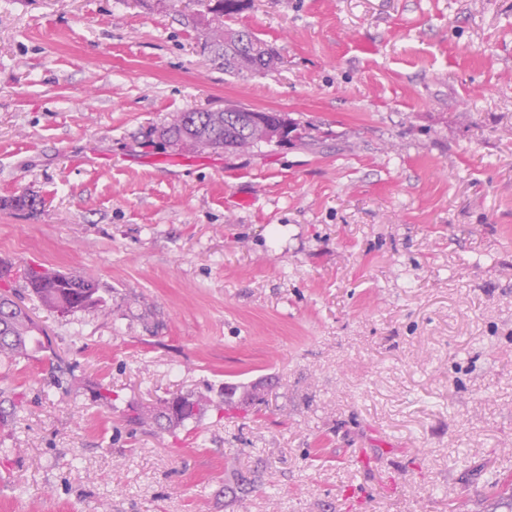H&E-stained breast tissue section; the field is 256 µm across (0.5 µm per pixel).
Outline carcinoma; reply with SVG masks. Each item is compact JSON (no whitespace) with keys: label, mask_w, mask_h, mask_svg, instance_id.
<instances>
[{"label":"carcinoma","mask_w":512,"mask_h":512,"mask_svg":"<svg viewBox=\"0 0 512 512\" xmlns=\"http://www.w3.org/2000/svg\"><path fill=\"white\" fill-rule=\"evenodd\" d=\"M199 9L187 16L194 27L206 24L207 34L201 39V52L207 54L218 69L230 76L247 77L273 71L279 55L266 41L251 35L241 47L235 40L238 29L231 21L241 13L249 0H195ZM164 144L180 152L202 150L245 151L268 140L266 128L253 122L242 112H178L160 127L151 130ZM39 201L31 195H15L0 199V206L33 211ZM20 278L31 295L55 312L78 309H104L97 281L89 275H74L42 268L27 267ZM44 329L17 305L14 295L0 291V359L15 362L45 348ZM253 389L242 387L239 395H224V410L233 411L253 401ZM202 396L176 394L141 407L134 420L141 425L172 430L200 415Z\"/></svg>","instance_id":"1"}]
</instances>
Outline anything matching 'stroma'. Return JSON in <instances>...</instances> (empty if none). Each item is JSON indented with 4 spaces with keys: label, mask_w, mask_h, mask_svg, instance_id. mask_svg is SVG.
Wrapping results in <instances>:
<instances>
[{
    "label": "stroma",
    "mask_w": 512,
    "mask_h": 512,
    "mask_svg": "<svg viewBox=\"0 0 512 512\" xmlns=\"http://www.w3.org/2000/svg\"><path fill=\"white\" fill-rule=\"evenodd\" d=\"M0 0V259L95 277L0 362V512H512V0ZM298 139L187 154L191 109ZM257 385L225 411L224 388ZM112 391L111 406L96 399ZM203 395L198 423L134 410ZM200 8L186 16L188 23L198 28L206 22V36L200 42V49L207 54L214 66L229 76L247 77L263 75L273 71L279 64V55L266 41L245 29H236L231 21L241 13L249 0H195ZM227 2V7H226ZM225 3V7H224ZM245 32L251 35L249 42L240 47L234 35ZM215 55L218 59H215Z\"/></svg>",
    "instance_id": "stroma-1"
}]
</instances>
